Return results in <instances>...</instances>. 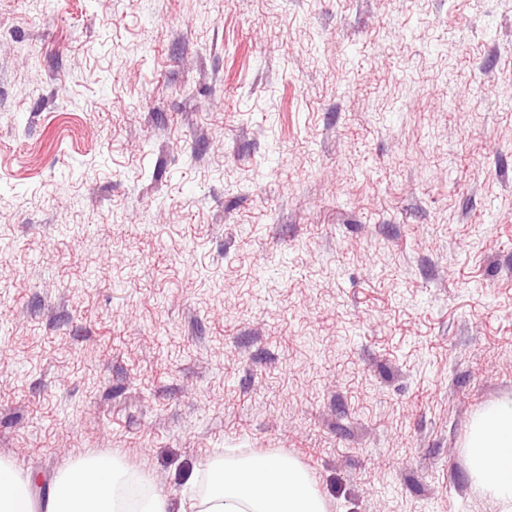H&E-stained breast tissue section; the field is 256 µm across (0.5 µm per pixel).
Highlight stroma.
<instances>
[{
    "mask_svg": "<svg viewBox=\"0 0 512 512\" xmlns=\"http://www.w3.org/2000/svg\"><path fill=\"white\" fill-rule=\"evenodd\" d=\"M512 0H0V459L497 512ZM467 464L477 486L489 493L500 512L512 511V399L473 421Z\"/></svg>",
    "mask_w": 512,
    "mask_h": 512,
    "instance_id": "obj_1",
    "label": "stroma"
}]
</instances>
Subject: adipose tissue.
I'll return each instance as SVG.
<instances>
[{"mask_svg": "<svg viewBox=\"0 0 512 512\" xmlns=\"http://www.w3.org/2000/svg\"><path fill=\"white\" fill-rule=\"evenodd\" d=\"M467 464L477 486L500 512H512V399L473 421ZM127 480L109 454L79 459L60 472L47 494L46 512H124L116 493ZM32 479L0 459V512H34ZM131 512H327L307 473L284 456L255 454L229 466L211 467L204 494L187 488L179 500L149 492Z\"/></svg>", "mask_w": 512, "mask_h": 512, "instance_id": "1", "label": "adipose tissue"}]
</instances>
